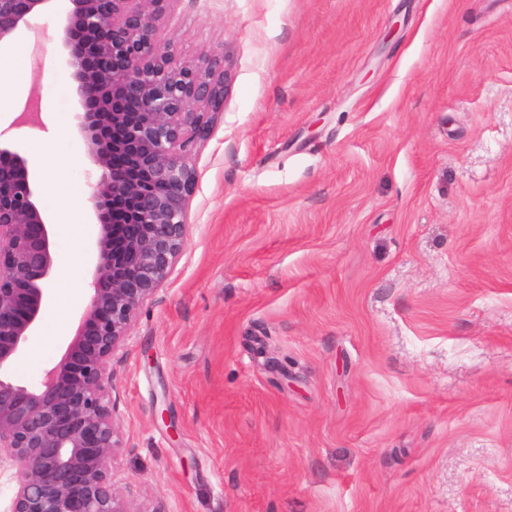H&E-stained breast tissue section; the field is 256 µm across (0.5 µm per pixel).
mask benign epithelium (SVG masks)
I'll list each match as a JSON object with an SVG mask.
<instances>
[{
    "mask_svg": "<svg viewBox=\"0 0 512 512\" xmlns=\"http://www.w3.org/2000/svg\"><path fill=\"white\" fill-rule=\"evenodd\" d=\"M55 0H0V44ZM58 31L81 109L89 202L99 223L89 301L64 352L34 384L12 376L42 320L55 277L27 157L0 141V469L14 470L8 512H156L119 485L123 438L112 360L140 308L187 243L193 157L224 111L233 61H196L163 35L177 0H68ZM12 126L43 129L42 114Z\"/></svg>",
    "mask_w": 512,
    "mask_h": 512,
    "instance_id": "obj_1",
    "label": "benign epithelium"
}]
</instances>
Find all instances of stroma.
<instances>
[{
    "label": "stroma",
    "instance_id": "stroma-1",
    "mask_svg": "<svg viewBox=\"0 0 512 512\" xmlns=\"http://www.w3.org/2000/svg\"><path fill=\"white\" fill-rule=\"evenodd\" d=\"M0 132L84 150L34 16ZM232 80L193 164L186 248L113 360L120 477L162 512H512V0H177ZM45 129H15L25 101ZM46 317L74 330L97 233ZM63 338L31 336L39 365Z\"/></svg>",
    "mask_w": 512,
    "mask_h": 512
}]
</instances>
